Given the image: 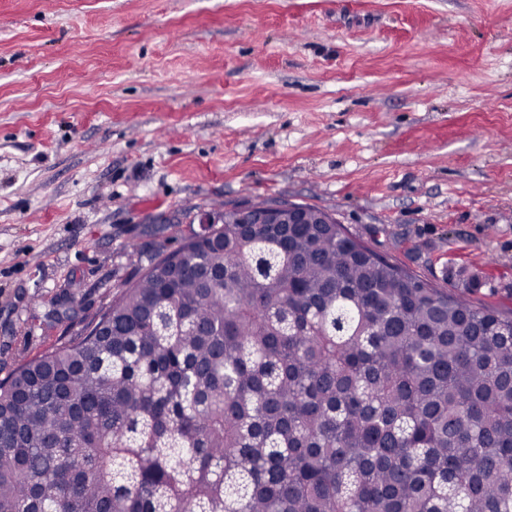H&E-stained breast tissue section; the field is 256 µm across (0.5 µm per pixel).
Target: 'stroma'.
Segmentation results:
<instances>
[{"mask_svg":"<svg viewBox=\"0 0 512 512\" xmlns=\"http://www.w3.org/2000/svg\"><path fill=\"white\" fill-rule=\"evenodd\" d=\"M282 198L512 312V0H0V379ZM51 304L53 306L51 314L57 321L72 322L85 310L81 300H77L75 296L67 292L60 294Z\"/></svg>","mask_w":512,"mask_h":512,"instance_id":"35a3bbf8","label":"stroma"}]
</instances>
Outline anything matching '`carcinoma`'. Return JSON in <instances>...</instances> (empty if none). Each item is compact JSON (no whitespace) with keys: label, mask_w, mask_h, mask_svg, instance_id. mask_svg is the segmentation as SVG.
Listing matches in <instances>:
<instances>
[{"label":"carcinoma","mask_w":512,"mask_h":512,"mask_svg":"<svg viewBox=\"0 0 512 512\" xmlns=\"http://www.w3.org/2000/svg\"><path fill=\"white\" fill-rule=\"evenodd\" d=\"M217 217L0 381V512H512V313Z\"/></svg>","instance_id":"obj_1"}]
</instances>
